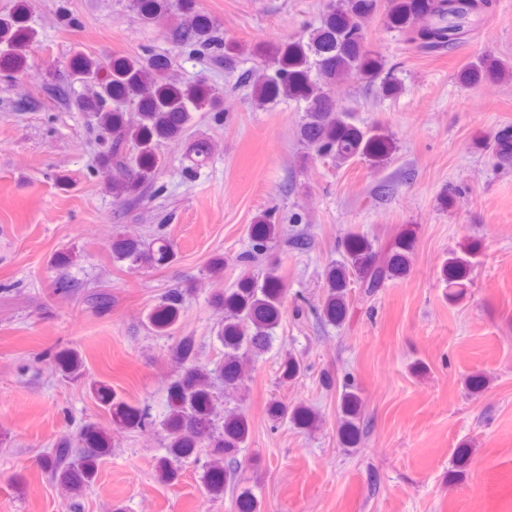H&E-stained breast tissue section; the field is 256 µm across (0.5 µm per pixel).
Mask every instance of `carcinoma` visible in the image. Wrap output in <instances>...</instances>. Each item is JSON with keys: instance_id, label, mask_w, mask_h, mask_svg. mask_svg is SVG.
Segmentation results:
<instances>
[{"instance_id": "cac0c4a2", "label": "carcinoma", "mask_w": 512, "mask_h": 512, "mask_svg": "<svg viewBox=\"0 0 512 512\" xmlns=\"http://www.w3.org/2000/svg\"><path fill=\"white\" fill-rule=\"evenodd\" d=\"M130 6L145 25L162 26L179 47L217 67L234 60L236 47L224 39V33L203 11L196 0H130ZM385 8L392 27L425 52H436L463 39L472 18L492 8V0H326L321 25L308 42L292 43L270 54H260L245 79L251 88L254 106L265 107L282 99L306 102L297 135L312 158H329L342 165L357 155L383 152L381 140L366 136L352 123L351 111L336 108L334 86L349 78L371 79L379 69L365 49V21ZM422 12L427 23L410 26L411 15ZM24 0H17L13 13L0 17V72L9 76L23 65L24 51L34 36L26 25ZM167 62L147 53L133 59L102 57L92 60L78 56L71 64V78L46 86L49 97L77 112H87L97 126L100 168L115 167L122 177L112 180V199L126 210L139 207L147 198L153 174L158 167L156 144L162 139L182 136L194 112H211L216 121L223 119V96L206 82L185 85L166 74ZM212 149L205 142L192 148V165L186 172L197 173L206 166ZM280 232L273 213L266 211L250 225V248L239 262L254 266L266 257L270 244ZM344 248L354 261L364 263L362 287L371 292L379 287L388 272L404 265L400 253L392 256L387 267L376 265L368 240L360 235L346 239ZM174 256L172 243L157 234L147 242L141 238L118 235L112 240V260L128 266L159 265ZM346 268L333 266L327 274V291L322 306L326 321L342 322L347 314ZM198 289L187 283L168 289L160 303L148 315L151 327L172 336L182 311L184 295ZM284 284L276 267L267 266L262 278L243 276L236 287L211 296V302L224 310V323L217 338L224 347L221 358L210 364L199 359V345L192 336H173L171 354L176 366L168 386L169 411L162 420L166 432L167 455L157 461L162 481L171 483L179 476V464L206 449L203 484L214 496L237 483L242 470L239 454L247 447L250 425L238 406L222 394H234L244 387L245 366L252 357L269 348L273 331L282 317ZM282 381L301 372L300 363L286 356L280 363ZM62 377L78 380L83 362L75 351L58 359ZM94 398L108 407L112 425L137 430L155 425L149 411L121 400L103 382L89 385ZM341 434L348 444L356 443L362 433L360 407L356 394L340 397ZM274 423H292L306 428L317 422L313 410L275 399L269 406ZM112 437L105 430L85 426L78 440L61 437L42 459V470L75 497L94 481L97 461L111 452ZM236 512H259V503L248 490L235 500Z\"/></svg>"}]
</instances>
